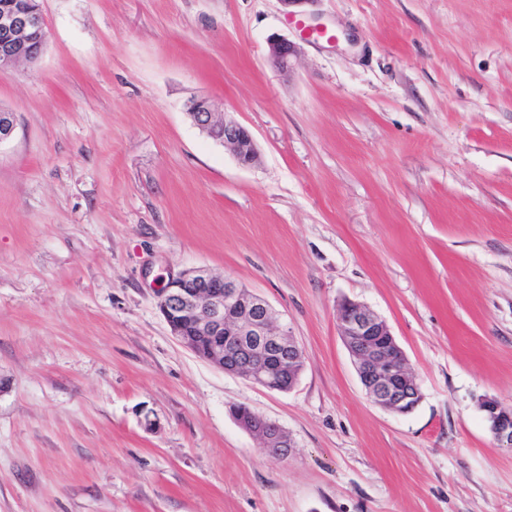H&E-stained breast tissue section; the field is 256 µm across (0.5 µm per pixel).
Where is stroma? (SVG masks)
Listing matches in <instances>:
<instances>
[{"label":"stroma","mask_w":512,"mask_h":512,"mask_svg":"<svg viewBox=\"0 0 512 512\" xmlns=\"http://www.w3.org/2000/svg\"><path fill=\"white\" fill-rule=\"evenodd\" d=\"M40 8V58L0 75V512H512L479 407H512V0ZM275 33L299 47L285 76ZM194 96L256 164L192 124ZM194 267L270 303L293 389L175 340L159 290ZM347 298L404 351L413 412L366 397ZM185 109L192 121L209 138L229 147L237 162L243 167L252 166L257 157V149L252 132L239 122L217 118L210 102L205 98H191ZM247 415V419L237 423L260 440L264 452L275 458H286L290 455L293 441L280 425L250 409ZM285 448H288V451H285Z\"/></svg>","instance_id":"1"}]
</instances>
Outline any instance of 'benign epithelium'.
Wrapping results in <instances>:
<instances>
[{"label": "benign epithelium", "mask_w": 512, "mask_h": 512, "mask_svg": "<svg viewBox=\"0 0 512 512\" xmlns=\"http://www.w3.org/2000/svg\"><path fill=\"white\" fill-rule=\"evenodd\" d=\"M46 37L38 0H0L1 75L13 73L21 63L36 62ZM268 51L274 67L288 73L296 43L273 35ZM185 109L202 132L232 150L241 166L255 163V140L246 126L216 117L205 98L189 99ZM14 128V114L1 110L0 143L12 136ZM159 297L171 334L202 359L271 390L289 391L296 385L304 364L302 349L288 328L274 325L268 302L236 280L190 268L171 279ZM339 325L370 401L390 413L412 412L423 394L386 321L367 305L345 299L339 307ZM480 407L493 439L502 448H512V408L491 398L482 400ZM239 426L258 438L269 455H290L293 441L277 423L250 410Z\"/></svg>", "instance_id": "7a95c632"}]
</instances>
